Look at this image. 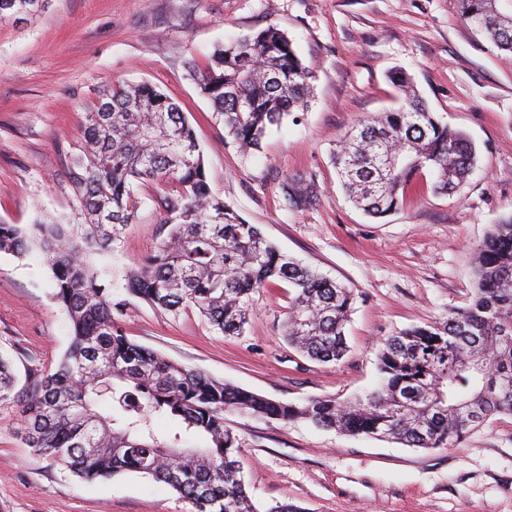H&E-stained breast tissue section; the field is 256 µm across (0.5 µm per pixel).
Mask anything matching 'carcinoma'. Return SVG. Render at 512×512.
<instances>
[{
    "label": "carcinoma",
    "instance_id": "carcinoma-1",
    "mask_svg": "<svg viewBox=\"0 0 512 512\" xmlns=\"http://www.w3.org/2000/svg\"><path fill=\"white\" fill-rule=\"evenodd\" d=\"M48 0H0V21L42 12ZM473 30L512 58V20L490 0H459ZM189 76L244 152L257 150L271 126L308 108L311 71L292 42L269 26L218 45ZM401 105L359 123L334 155L349 199L379 220L400 208L405 188L430 172V190L448 195L471 175L476 150L432 112L407 74L394 72ZM70 183L84 222L43 217L0 220V252L37 251L51 273L54 299L67 314L71 342L53 371L23 400L22 438L86 482L134 473L163 482L192 512H257L238 460L244 441L224 412L311 424L391 439L410 448H447L497 415L512 416V218L492 225L477 248L470 304L438 321L387 337L377 354L379 384L347 402L273 400L210 378L129 340L118 323L129 302L93 258L119 247L150 185L165 235L129 272L126 291L174 317L193 309L218 333H245L251 295L284 281L294 295L282 337L299 355L335 364L347 352L355 297L305 266L247 223L207 181L195 130L179 103L158 87L114 86L85 113ZM291 205L313 191L282 185ZM15 399L11 363L0 355V403ZM165 419V431L156 421Z\"/></svg>",
    "mask_w": 512,
    "mask_h": 512
}]
</instances>
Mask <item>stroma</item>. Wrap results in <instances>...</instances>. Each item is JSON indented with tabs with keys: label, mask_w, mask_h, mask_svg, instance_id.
I'll list each match as a JSON object with an SVG mask.
<instances>
[{
	"label": "stroma",
	"mask_w": 512,
	"mask_h": 512,
	"mask_svg": "<svg viewBox=\"0 0 512 512\" xmlns=\"http://www.w3.org/2000/svg\"><path fill=\"white\" fill-rule=\"evenodd\" d=\"M274 26L312 71L308 108L243 154L185 70L213 47ZM405 71L432 112L474 143L477 169L455 193L407 194L381 221L343 193L332 163L360 121L400 105ZM148 82L177 100L203 150L212 192L281 251L351 288L349 351L322 365L282 337L286 283L253 294L243 336L211 331L194 311L171 316L132 299L121 329L133 342L211 378L271 399L347 401L378 382L381 341L466 307L475 248L512 217V59L462 19L458 0H49L35 17L0 22V220L42 213L78 222L70 156L103 91ZM312 182L289 206L286 179ZM139 186V219L117 251L96 257L123 293L126 272L161 240L160 214ZM70 343L42 257L0 253V354L18 391L49 373ZM259 512H512V417L497 416L448 448H409L305 421L228 411ZM13 402L0 404V512H191L166 485L134 474L85 482L33 455Z\"/></svg>",
	"instance_id": "1"
}]
</instances>
